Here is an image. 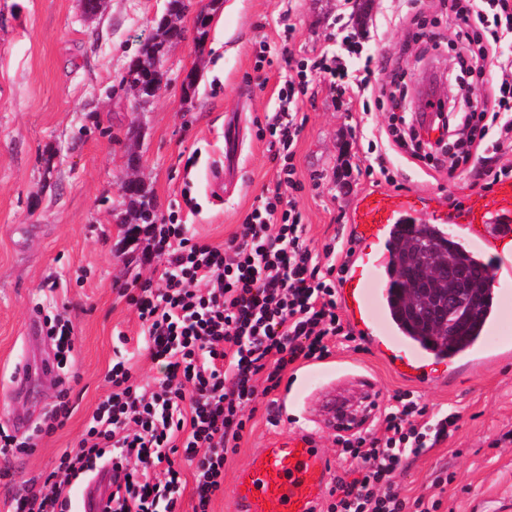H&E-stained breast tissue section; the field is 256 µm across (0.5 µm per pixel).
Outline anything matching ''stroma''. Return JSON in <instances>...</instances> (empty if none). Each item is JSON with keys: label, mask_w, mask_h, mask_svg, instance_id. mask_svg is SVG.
Returning <instances> with one entry per match:
<instances>
[{"label": "stroma", "mask_w": 512, "mask_h": 512, "mask_svg": "<svg viewBox=\"0 0 512 512\" xmlns=\"http://www.w3.org/2000/svg\"><path fill=\"white\" fill-rule=\"evenodd\" d=\"M169 0H103L89 13L85 0H0V425L21 418L19 436L38 426L70 390L65 425L42 437L35 450L1 457L14 474L0 482V512L31 480L50 472L74 448L108 393L118 333L136 338L139 320L121 289L151 278L147 228L127 238L118 220L128 202L121 184L129 161L151 191L158 216L176 213L202 240L220 245L236 231L264 188L274 186L279 164L268 150L266 122L280 88L283 50L295 60L321 49L337 53L352 81L368 80L363 98L332 97L319 83L297 105L302 132L295 163L302 188L296 197L312 247L347 242L358 196L383 188L412 196L416 223H431L436 209L463 217L472 204H492L490 183L512 169V151L484 161L442 168L390 151L388 175L368 173L371 135H385L389 111L379 92H394L387 63L399 60L408 84H432L447 96L453 53H422L409 40L395 0H371L366 19L354 22L343 0H192L183 13L181 41L168 50L166 79L155 101L136 110L122 79L143 45L155 36ZM206 16L198 37V16ZM349 22L334 28L338 16ZM374 56L372 73L362 68ZM267 78L256 85L257 74ZM238 114L243 140L235 180L212 191L208 174L224 160V120ZM66 312L74 326V360L50 375H34L26 393L10 390L23 358L54 356L50 338L26 342L36 314ZM410 393L430 412L458 414L457 428L419 454L408 456L396 478L401 495L439 496L440 512H512V367L471 374L460 367L446 383L408 388L374 352L336 346L322 361L302 363L279 390L278 425L258 403L253 428L224 465V493L210 512H227L238 471L254 449L294 426L319 427L318 443L346 476L334 432L324 429L329 402L363 410Z\"/></svg>", "instance_id": "stroma-1"}]
</instances>
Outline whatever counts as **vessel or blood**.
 <instances>
[{
  "mask_svg": "<svg viewBox=\"0 0 512 512\" xmlns=\"http://www.w3.org/2000/svg\"><path fill=\"white\" fill-rule=\"evenodd\" d=\"M492 210L471 208L464 224L447 225L446 230L465 240L476 241L484 258L497 264V277H512V225L503 218L512 213V183H500ZM415 209L407 195L385 189L363 193L354 207L353 236L358 247L340 290V302L358 339L407 383L420 386L431 377L427 365L392 347L378 332L368 304L365 283L370 272L386 264L395 226ZM457 360L470 370L512 361V348L495 351L470 343ZM331 465L315 436L303 429L278 437L256 449L235 480L233 512H313L331 481Z\"/></svg>",
  "mask_w": 512,
  "mask_h": 512,
  "instance_id": "b4317fda",
  "label": "vessel or blood"
}]
</instances>
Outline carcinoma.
<instances>
[{"instance_id": "cac0c4a2", "label": "carcinoma", "mask_w": 512, "mask_h": 512, "mask_svg": "<svg viewBox=\"0 0 512 512\" xmlns=\"http://www.w3.org/2000/svg\"><path fill=\"white\" fill-rule=\"evenodd\" d=\"M161 53L160 44L149 41L128 65L126 76L145 85L161 84L165 73L158 65ZM130 206L136 208L142 224H153L156 220L153 196L143 186L130 188L125 193ZM463 244L451 238H440L430 224H413L411 229L400 232L393 238L390 248V262L386 270V288L391 303L399 317L402 328L411 336L436 351L447 356L469 344L476 336L486 316L491 299V281L487 266L474 261L462 250ZM421 257L426 265L443 268L448 265L469 272L466 288L458 291L453 280L440 287L450 293H460L462 310L460 315H448V321L438 332L427 329L418 315L411 312L403 295L401 272L403 266Z\"/></svg>"}]
</instances>
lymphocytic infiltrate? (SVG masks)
Here are the masks:
<instances>
[{"mask_svg":"<svg viewBox=\"0 0 512 512\" xmlns=\"http://www.w3.org/2000/svg\"><path fill=\"white\" fill-rule=\"evenodd\" d=\"M460 16L457 78L474 103L456 113L469 152L490 144L512 149V59L501 63L498 86H487L480 66L512 43V0H448ZM279 105L268 122L269 149L282 163L277 187L257 199L224 244L198 241L190 225H154L157 282L129 294L140 320L135 349L119 335L105 376L109 394L93 411L76 448L64 451L38 489L14 496L8 512H72L76 487L99 469L112 474L105 512H179L192 489L193 512H209L224 491V463L250 429L258 399L275 409L289 366L328 358L339 342L353 341L336 300L341 270L335 245L315 251L292 191L301 128L294 112L308 90L303 64L285 55ZM159 366L151 385L136 382L138 357ZM68 389L25 440L0 428V454L25 453L41 436L62 428L72 414ZM453 413L428 415L410 400L389 407L378 431L340 435L336 443L357 475L329 492L326 512H439L440 500L401 496L395 477L404 456L418 454L428 437L443 439ZM191 473L183 475L179 464Z\"/></svg>","mask_w":512,"mask_h":512,"instance_id":"lymphocytic-infiltrate-1","label":"lymphocytic infiltrate"}]
</instances>
